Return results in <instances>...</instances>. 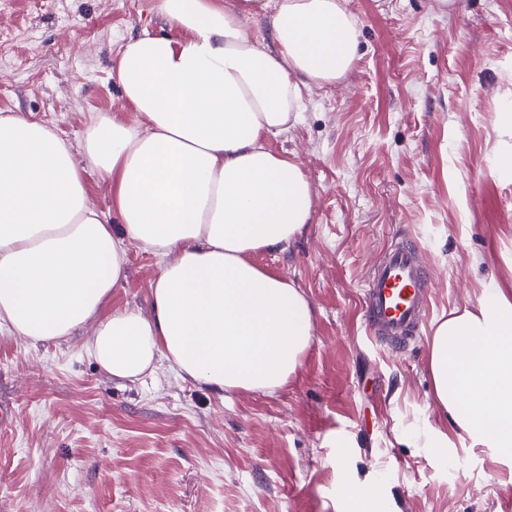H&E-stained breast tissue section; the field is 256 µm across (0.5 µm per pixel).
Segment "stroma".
Wrapping results in <instances>:
<instances>
[{
    "mask_svg": "<svg viewBox=\"0 0 512 512\" xmlns=\"http://www.w3.org/2000/svg\"><path fill=\"white\" fill-rule=\"evenodd\" d=\"M358 57L303 91L300 121L269 138L312 187V220L254 253L310 301L313 337L287 386L224 394L166 365L130 382L86 351L88 330L32 344L0 330V512H348L373 489L380 512H503L512 460L437 426L428 369L435 322L512 289V0H347ZM170 28L153 0H0V114L47 124L84 168L114 234L108 183L86 167L92 118L134 114L116 81L121 44ZM432 273L417 341L391 352L363 324L364 288L398 233ZM126 278L101 310L151 312L160 259L125 244ZM346 494L350 512H377V503L371 489L357 485L347 487Z\"/></svg>",
    "mask_w": 512,
    "mask_h": 512,
    "instance_id": "obj_1",
    "label": "stroma"
}]
</instances>
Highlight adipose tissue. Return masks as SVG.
<instances>
[{
  "mask_svg": "<svg viewBox=\"0 0 512 512\" xmlns=\"http://www.w3.org/2000/svg\"><path fill=\"white\" fill-rule=\"evenodd\" d=\"M345 2L154 0L176 36L146 33L118 52L136 121L103 114L83 138L88 167L111 186L118 237L66 143L0 114V328L37 344L95 321L89 355L130 381L165 363L223 393L287 385L311 343V306L251 256L303 232L311 185L266 142L298 121L303 88L352 68L359 32ZM246 16L269 17L275 50L249 37ZM128 243L162 260L151 313L98 319L125 279ZM429 367L457 436L512 458V290H483L439 322Z\"/></svg>",
  "mask_w": 512,
  "mask_h": 512,
  "instance_id": "obj_1",
  "label": "adipose tissue"
}]
</instances>
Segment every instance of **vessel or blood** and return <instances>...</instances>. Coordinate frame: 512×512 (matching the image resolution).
Listing matches in <instances>:
<instances>
[{
	"mask_svg": "<svg viewBox=\"0 0 512 512\" xmlns=\"http://www.w3.org/2000/svg\"><path fill=\"white\" fill-rule=\"evenodd\" d=\"M431 276L416 244L392 243L367 285L365 324L372 339L391 351L416 339L428 305Z\"/></svg>",
	"mask_w": 512,
	"mask_h": 512,
	"instance_id": "vessel-or-blood-1",
	"label": "vessel or blood"
}]
</instances>
